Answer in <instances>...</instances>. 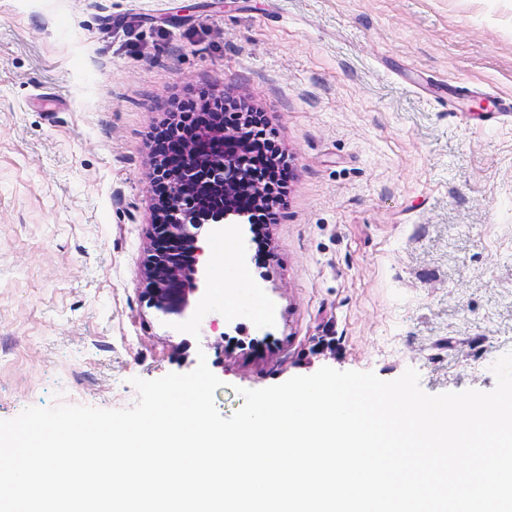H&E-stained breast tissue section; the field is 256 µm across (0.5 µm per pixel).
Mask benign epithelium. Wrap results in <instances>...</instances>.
<instances>
[{"label": "benign epithelium", "instance_id": "benign-epithelium-1", "mask_svg": "<svg viewBox=\"0 0 512 512\" xmlns=\"http://www.w3.org/2000/svg\"><path fill=\"white\" fill-rule=\"evenodd\" d=\"M164 136L174 146L154 169V183L164 182L167 191L155 198L145 294L162 317L189 324L213 306L197 284L198 273L209 269L215 242L234 233L244 218L230 206L214 217L205 215L204 193L221 191L229 198L249 181L247 153L253 145L241 138L240 129L222 125L189 138L173 123Z\"/></svg>", "mask_w": 512, "mask_h": 512}]
</instances>
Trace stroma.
Segmentation results:
<instances>
[{
	"mask_svg": "<svg viewBox=\"0 0 512 512\" xmlns=\"http://www.w3.org/2000/svg\"><path fill=\"white\" fill-rule=\"evenodd\" d=\"M512 0H0V419L127 409L132 381L321 367L492 390L512 351ZM260 112L288 156L259 253L225 239L184 328L142 270L153 139L184 102Z\"/></svg>",
	"mask_w": 512,
	"mask_h": 512,
	"instance_id": "35a3bbf8",
	"label": "stroma"
}]
</instances>
